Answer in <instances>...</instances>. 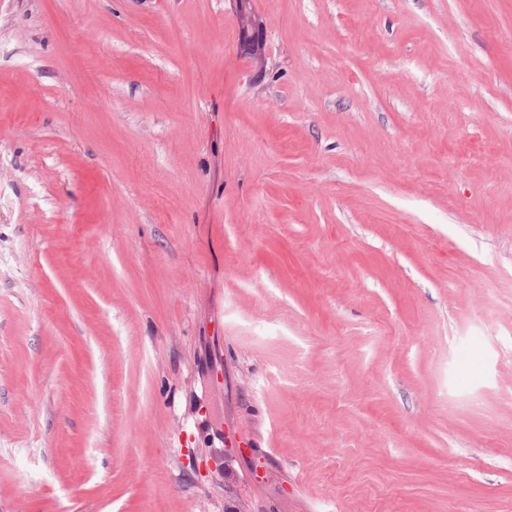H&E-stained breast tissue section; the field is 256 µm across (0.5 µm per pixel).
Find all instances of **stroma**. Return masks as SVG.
<instances>
[{
  "label": "stroma",
  "mask_w": 512,
  "mask_h": 512,
  "mask_svg": "<svg viewBox=\"0 0 512 512\" xmlns=\"http://www.w3.org/2000/svg\"><path fill=\"white\" fill-rule=\"evenodd\" d=\"M0 512H512V0H0Z\"/></svg>",
  "instance_id": "stroma-1"
}]
</instances>
